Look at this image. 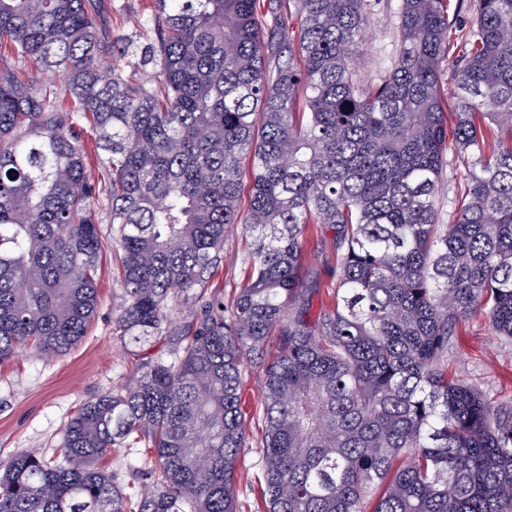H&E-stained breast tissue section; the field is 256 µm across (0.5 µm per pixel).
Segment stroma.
I'll list each match as a JSON object with an SVG mask.
<instances>
[{
    "label": "stroma",
    "instance_id": "1",
    "mask_svg": "<svg viewBox=\"0 0 512 512\" xmlns=\"http://www.w3.org/2000/svg\"><path fill=\"white\" fill-rule=\"evenodd\" d=\"M369 32L358 68L370 82H380L397 48V15L401 0H372ZM103 249L98 261V309L84 338L67 354L52 359L25 350L0 365V461L23 448L52 451L61 444L66 423L83 403L125 381L137 360L166 352L165 340L137 348L125 343L115 322L121 304L112 229L104 211H96ZM244 239L235 230L224 238L223 259L207 282L209 292L231 298L242 288L246 273L241 264ZM448 363L456 374L478 384L491 396L512 401V346H499L482 315L470 317L456 330ZM262 374L246 375L247 426L250 442L238 467V499L252 503L260 494L261 470L252 444L263 427Z\"/></svg>",
    "mask_w": 512,
    "mask_h": 512
}]
</instances>
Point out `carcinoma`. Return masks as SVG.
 Returning a JSON list of instances; mask_svg holds the SVG:
<instances>
[{
    "instance_id": "obj_1",
    "label": "carcinoma",
    "mask_w": 512,
    "mask_h": 512,
    "mask_svg": "<svg viewBox=\"0 0 512 512\" xmlns=\"http://www.w3.org/2000/svg\"><path fill=\"white\" fill-rule=\"evenodd\" d=\"M257 2L147 0L119 37L100 0H0V364L85 336L98 203L122 336H173L85 402L52 454L0 461V512H240L248 365L262 512H512V403L448 376L476 312L512 345V0H475L449 94L451 0H401L373 85L356 70L370 0H292L295 33L278 0L270 26ZM450 163L465 183L443 224ZM237 224L247 280L226 304L205 284ZM312 235L336 273L328 304L303 263ZM177 292L196 308L183 332ZM140 444L137 495L101 460ZM95 139V133L89 127H86L83 132L82 140L84 142V148L86 152L87 170L92 180L100 183L103 180L101 179L100 163V156L102 155V151L97 150Z\"/></svg>"
}]
</instances>
